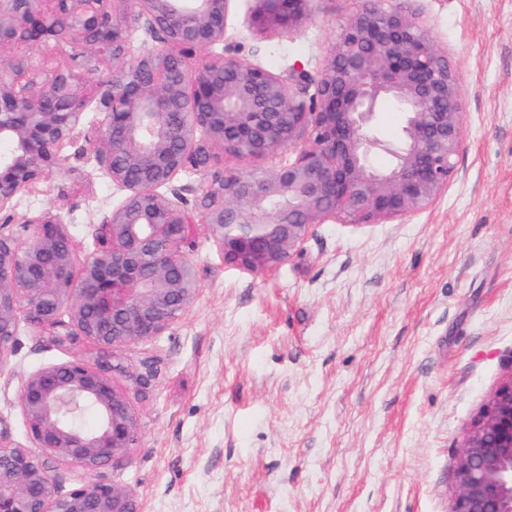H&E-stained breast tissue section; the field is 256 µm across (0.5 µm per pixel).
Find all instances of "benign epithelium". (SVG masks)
Masks as SVG:
<instances>
[{
	"label": "benign epithelium",
	"instance_id": "obj_1",
	"mask_svg": "<svg viewBox=\"0 0 512 512\" xmlns=\"http://www.w3.org/2000/svg\"><path fill=\"white\" fill-rule=\"evenodd\" d=\"M229 2L0 0V142L12 145L0 155V367L22 321L58 346L84 338L101 351L95 367L74 359L20 378L27 444L0 427V512H141L130 488L102 475L141 432L112 377L147 389L157 371L115 353L162 335L195 302L184 248L196 226L224 263L266 275L314 224L394 221L448 189L462 141L460 78L414 0H361L314 74L302 64L273 74L239 56L226 44ZM313 2L253 0L250 25L298 29ZM386 101L405 114L394 143L371 131ZM92 107L99 119L87 128ZM80 137L127 192L82 257L60 215L15 214L21 194L76 175L63 150ZM283 151L293 158L259 172L221 163ZM376 151L392 156L389 168L372 167ZM183 176L198 177L192 206L175 188ZM87 408L99 418L93 430L73 421ZM53 463L94 479L63 493ZM454 475L450 512H512V361L467 428Z\"/></svg>",
	"mask_w": 512,
	"mask_h": 512
}]
</instances>
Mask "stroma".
Masks as SVG:
<instances>
[{"label": "stroma", "mask_w": 512, "mask_h": 512, "mask_svg": "<svg viewBox=\"0 0 512 512\" xmlns=\"http://www.w3.org/2000/svg\"><path fill=\"white\" fill-rule=\"evenodd\" d=\"M232 0L227 41L273 73L316 70L356 0H315L301 28L259 35ZM456 67L462 146L429 207L385 224L312 226L271 276L226 265L204 228L189 254L199 293L161 336L118 357L155 362L143 392L114 375L142 429L105 477L142 512H449L454 455L512 361V0H415ZM79 176L22 197L60 213L78 252L124 191L82 152ZM72 359L21 325L0 372V424L26 439L23 374Z\"/></svg>", "instance_id": "stroma-1"}]
</instances>
